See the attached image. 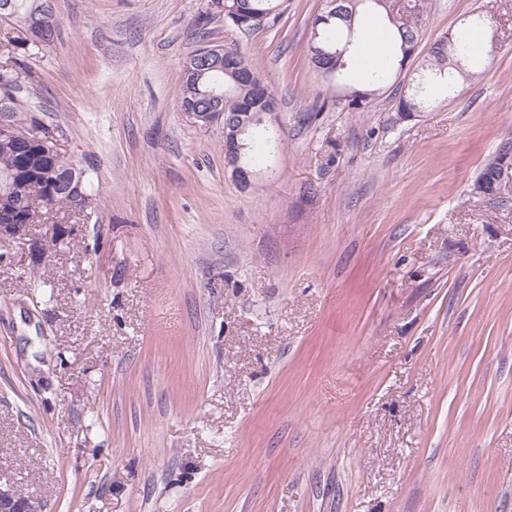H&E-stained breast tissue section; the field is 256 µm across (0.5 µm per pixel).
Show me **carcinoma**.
<instances>
[{"label": "carcinoma", "mask_w": 512, "mask_h": 512, "mask_svg": "<svg viewBox=\"0 0 512 512\" xmlns=\"http://www.w3.org/2000/svg\"><path fill=\"white\" fill-rule=\"evenodd\" d=\"M286 0H207L201 14L202 25L206 26L219 16H224V25L234 27L232 19L246 20L247 34L270 30L275 27L286 12ZM55 11L52 0H0V17L5 16L13 22L19 35L13 43L24 42L41 50L53 42L54 34L39 36L33 24L42 20L41 7ZM390 4L387 0H341L337 8L343 14L336 16L318 14L312 21L307 42L309 57L313 50L319 49L325 55L317 57L321 65L334 66L327 80H342L358 69L356 57L350 53V46L357 37L354 18L361 11L390 16ZM485 18L467 19L455 34V47L448 49V36L437 39L421 59V72L418 83L422 90L403 95L399 98L397 112L402 119L427 108L426 94L429 89L440 85L451 87L456 79L467 80L479 74L485 56L474 42L473 35L482 26ZM391 39L394 46L392 67L402 70L407 63L417 58L416 48L420 43V30L409 29L402 24L392 23ZM241 60L250 69L245 76L231 66L226 71H212L191 78L183 76L179 99L181 107L191 106L196 112L208 110L207 94L216 85L224 86L223 109L230 121L245 123L248 132L239 137L241 146L239 160L253 167L271 150L274 140L265 136L264 106L261 91L267 86L260 72L246 57ZM388 68L380 67L369 78L368 86L350 89L353 99L344 103L352 112H363L368 108L381 90V83ZM19 69L0 70V113L6 112L11 122L24 127L40 112L28 96L23 94V86H14ZM16 169L27 171L25 183L29 184L28 193L35 195L37 209L32 212L31 223L49 224L54 222L59 211L68 207L70 185H79L85 194L92 192L86 172L75 161L62 152L52 151L49 147L36 144L28 146L17 144L7 136L0 137V176Z\"/></svg>", "instance_id": "obj_1"}]
</instances>
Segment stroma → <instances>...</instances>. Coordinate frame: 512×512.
Here are the masks:
<instances>
[{
    "label": "stroma",
    "instance_id": "stroma-1",
    "mask_svg": "<svg viewBox=\"0 0 512 512\" xmlns=\"http://www.w3.org/2000/svg\"><path fill=\"white\" fill-rule=\"evenodd\" d=\"M420 51L487 15L483 75L403 119L409 74L337 104L306 45L324 0L248 37L205 0H55L31 98L93 218L0 247V481L42 512H512V0H426ZM237 43L283 145L241 186L182 114L202 41ZM334 101L314 112L313 91Z\"/></svg>",
    "mask_w": 512,
    "mask_h": 512
}]
</instances>
